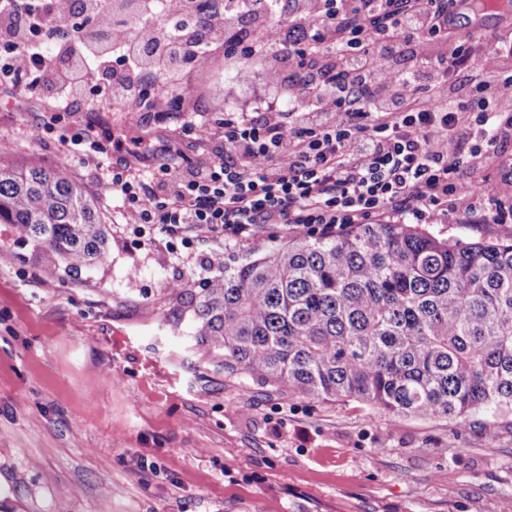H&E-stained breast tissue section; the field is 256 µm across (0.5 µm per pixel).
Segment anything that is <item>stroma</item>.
I'll return each mask as SVG.
<instances>
[{
	"mask_svg": "<svg viewBox=\"0 0 512 512\" xmlns=\"http://www.w3.org/2000/svg\"><path fill=\"white\" fill-rule=\"evenodd\" d=\"M181 65L166 112L53 110L52 90L18 101L0 85V159L53 167L76 140L139 138L145 155L108 151L71 174L89 193L116 172L148 184L163 165L194 170L224 153V121L287 107L272 58ZM106 260L44 273L49 253L0 223V512H500L512 500V417L393 419L357 402L287 397L196 350L188 303L222 271L290 233L180 232L129 224L122 199L99 196ZM440 238H512L511 224L452 213Z\"/></svg>",
	"mask_w": 512,
	"mask_h": 512,
	"instance_id": "obj_1",
	"label": "stroma"
}]
</instances>
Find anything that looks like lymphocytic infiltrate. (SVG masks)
I'll list each match as a JSON object with an SVG mask.
<instances>
[{"label": "lymphocytic infiltrate", "instance_id": "1", "mask_svg": "<svg viewBox=\"0 0 512 512\" xmlns=\"http://www.w3.org/2000/svg\"><path fill=\"white\" fill-rule=\"evenodd\" d=\"M268 2L198 11L173 0L176 23L132 32L117 18L111 54L77 56L71 40L83 37L86 19L109 15L106 0H0V85L51 88L67 111L76 83L92 79L125 111L144 99L165 112L167 94L150 97L145 87L172 75L171 58L204 67L219 41L229 58L273 56L271 76L287 83L299 123L228 119L224 154L208 167L165 166L154 189L136 174L103 185L127 200V223L179 229L189 243L218 231L238 241L271 224L330 234L393 214L426 224L452 205L476 223H505L512 175L486 199L464 172L512 143V46L482 33L455 38L468 20L462 0H292L284 23L273 22ZM231 11L234 27L225 24ZM150 52L157 64L147 72L141 58ZM461 72L464 88L451 79Z\"/></svg>", "mask_w": 512, "mask_h": 512}]
</instances>
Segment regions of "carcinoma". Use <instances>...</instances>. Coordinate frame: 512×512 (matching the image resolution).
Here are the masks:
<instances>
[{"label": "carcinoma", "mask_w": 512, "mask_h": 512, "mask_svg": "<svg viewBox=\"0 0 512 512\" xmlns=\"http://www.w3.org/2000/svg\"><path fill=\"white\" fill-rule=\"evenodd\" d=\"M0 223L52 255L49 277L107 258L96 199L62 162H0ZM191 305L197 346L290 397L460 427L512 414V240L440 239L420 224L294 233L224 262Z\"/></svg>", "instance_id": "obj_1"}]
</instances>
